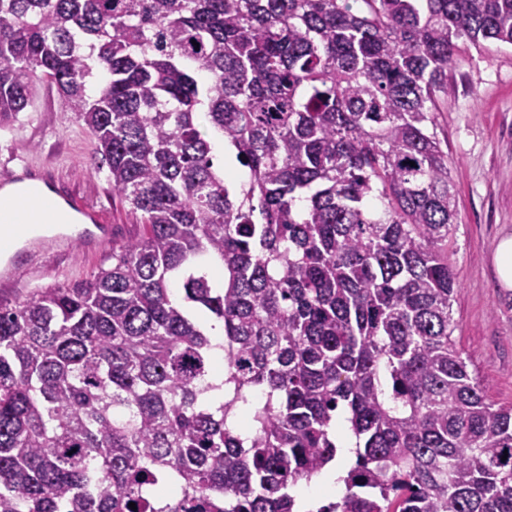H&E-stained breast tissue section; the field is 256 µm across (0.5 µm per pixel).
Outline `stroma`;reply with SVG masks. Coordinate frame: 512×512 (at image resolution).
<instances>
[{
	"mask_svg": "<svg viewBox=\"0 0 512 512\" xmlns=\"http://www.w3.org/2000/svg\"><path fill=\"white\" fill-rule=\"evenodd\" d=\"M461 64L448 70L456 93L439 100L437 133L448 150L457 224L448 258L458 277L452 301L453 337L485 396L512 403V289L493 268L498 239L512 234V46L463 42ZM94 137L77 124L56 84L37 83L33 104L13 126L0 129V167L52 165L57 196L73 193L97 206L112 225V240L98 251L69 247L45 257L39 274H21L0 299L15 300L67 282L88 279L112 264V245L135 236L140 219L113 194L98 168Z\"/></svg>",
	"mask_w": 512,
	"mask_h": 512,
	"instance_id": "stroma-1",
	"label": "stroma"
}]
</instances>
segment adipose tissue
<instances>
[{
    "label": "adipose tissue",
    "instance_id": "obj_1",
    "mask_svg": "<svg viewBox=\"0 0 512 512\" xmlns=\"http://www.w3.org/2000/svg\"><path fill=\"white\" fill-rule=\"evenodd\" d=\"M16 192L13 186L0 191V223L10 227L9 235L0 238V253L15 250L22 237L48 231L51 225L73 223L71 213L46 188H39L23 213L13 206Z\"/></svg>",
    "mask_w": 512,
    "mask_h": 512
}]
</instances>
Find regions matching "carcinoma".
Returning a JSON list of instances; mask_svg holds the SVG:
<instances>
[{
	"label": "carcinoma",
	"instance_id": "obj_1",
	"mask_svg": "<svg viewBox=\"0 0 512 512\" xmlns=\"http://www.w3.org/2000/svg\"><path fill=\"white\" fill-rule=\"evenodd\" d=\"M460 40L512 45V0H0V127L54 82L141 222L0 300V512H297L340 412L316 512H512L453 339Z\"/></svg>",
	"mask_w": 512,
	"mask_h": 512
}]
</instances>
